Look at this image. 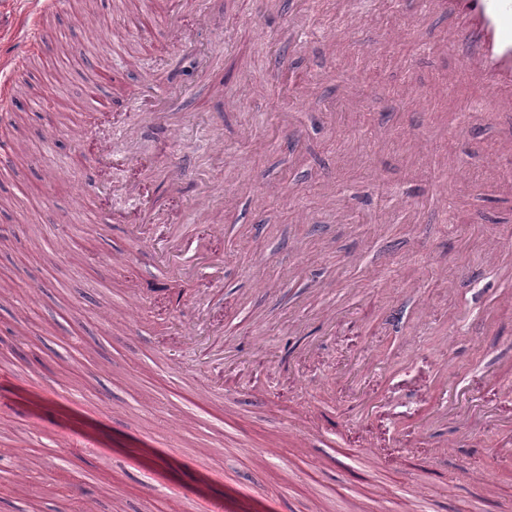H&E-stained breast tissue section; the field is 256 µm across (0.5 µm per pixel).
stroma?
<instances>
[{"instance_id":"1","label":"stroma","mask_w":512,"mask_h":512,"mask_svg":"<svg viewBox=\"0 0 512 512\" xmlns=\"http://www.w3.org/2000/svg\"><path fill=\"white\" fill-rule=\"evenodd\" d=\"M152 2L68 0L67 43L45 40L21 99L27 163L0 164V226L33 250L19 268L0 253V339L33 360L0 377V442L27 471L0 512L37 492L41 512L184 495L196 512H418L417 490L427 512H512V187L486 162L512 117L466 81L437 116L404 102L459 64L435 48L447 17L413 0H362L354 20L341 0ZM178 8L189 40L171 44ZM94 19L101 43L127 46L100 57L121 130L86 103ZM188 236L208 246L182 251L192 274L151 260ZM112 251L137 258L113 270ZM205 299L207 333L188 339ZM36 426L61 434L53 453L32 455ZM335 433L379 458L348 467ZM68 459L100 482L83 490Z\"/></svg>"}]
</instances>
